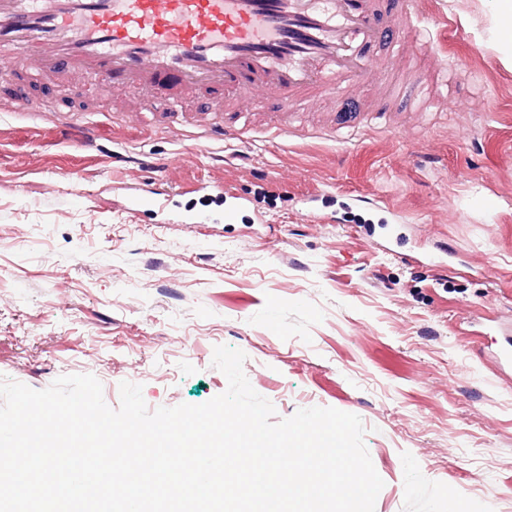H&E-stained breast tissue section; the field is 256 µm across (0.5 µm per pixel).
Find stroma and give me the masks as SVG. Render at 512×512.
I'll list each match as a JSON object with an SVG mask.
<instances>
[{"label":"stroma","mask_w":512,"mask_h":512,"mask_svg":"<svg viewBox=\"0 0 512 512\" xmlns=\"http://www.w3.org/2000/svg\"><path fill=\"white\" fill-rule=\"evenodd\" d=\"M421 2L445 42L415 67L461 84L425 110L357 84L383 113L352 133L315 110L286 142H200L67 74L27 85L58 109L0 112V378L200 405L228 345L275 420L362 419L375 512H512V376L491 357L512 336V67L488 0ZM158 176L166 206L139 199Z\"/></svg>","instance_id":"obj_1"}]
</instances>
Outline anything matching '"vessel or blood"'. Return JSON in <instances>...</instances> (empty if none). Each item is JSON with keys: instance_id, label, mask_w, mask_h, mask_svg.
I'll return each mask as SVG.
<instances>
[{"instance_id": "b4317fda", "label": "vessel or blood", "mask_w": 512, "mask_h": 512, "mask_svg": "<svg viewBox=\"0 0 512 512\" xmlns=\"http://www.w3.org/2000/svg\"><path fill=\"white\" fill-rule=\"evenodd\" d=\"M442 42L417 0H0V82L20 69L76 73L140 92L133 111L160 100L173 125L227 140L247 131L224 119L241 103L256 112L274 100L266 128L285 139L311 98L351 103L350 85L372 75L419 108L425 82L397 86L395 64L409 46ZM214 86L223 103L185 114V94Z\"/></svg>"}]
</instances>
